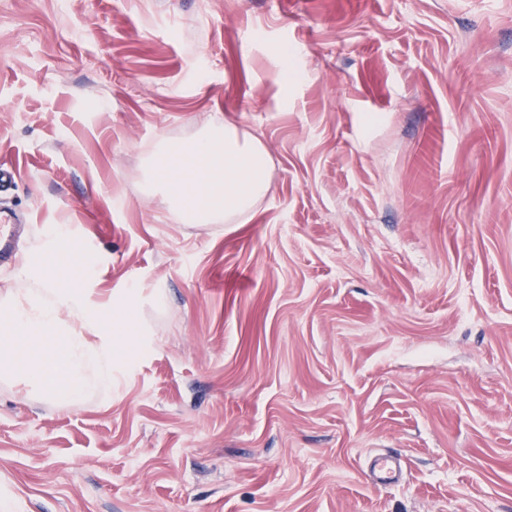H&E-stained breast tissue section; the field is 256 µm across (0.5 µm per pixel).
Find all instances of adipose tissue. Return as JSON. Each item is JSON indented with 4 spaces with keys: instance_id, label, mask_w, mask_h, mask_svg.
Wrapping results in <instances>:
<instances>
[{
    "instance_id": "ef3b65f1",
    "label": "adipose tissue",
    "mask_w": 512,
    "mask_h": 512,
    "mask_svg": "<svg viewBox=\"0 0 512 512\" xmlns=\"http://www.w3.org/2000/svg\"><path fill=\"white\" fill-rule=\"evenodd\" d=\"M148 169L173 219L245 224L270 189L272 159L259 137L218 117L192 139L159 140Z\"/></svg>"
}]
</instances>
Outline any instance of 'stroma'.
Wrapping results in <instances>:
<instances>
[{"label":"stroma","instance_id":"obj_1","mask_svg":"<svg viewBox=\"0 0 512 512\" xmlns=\"http://www.w3.org/2000/svg\"><path fill=\"white\" fill-rule=\"evenodd\" d=\"M214 116L271 190L165 218L146 156ZM0 164L143 331L77 400L0 380L14 512H512V0H0ZM369 472L375 484L390 486L398 482L401 466L397 458L391 455H380L371 461Z\"/></svg>","mask_w":512,"mask_h":512}]
</instances>
